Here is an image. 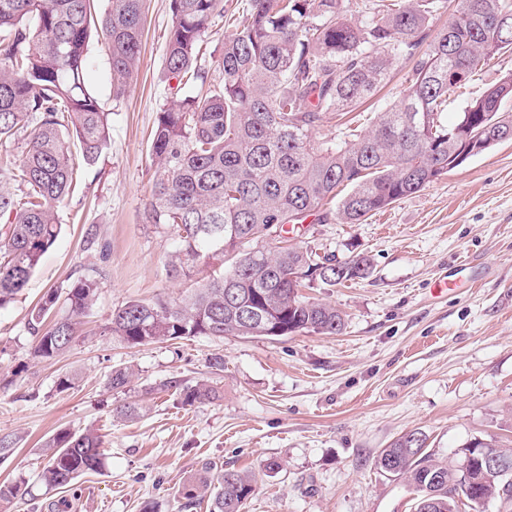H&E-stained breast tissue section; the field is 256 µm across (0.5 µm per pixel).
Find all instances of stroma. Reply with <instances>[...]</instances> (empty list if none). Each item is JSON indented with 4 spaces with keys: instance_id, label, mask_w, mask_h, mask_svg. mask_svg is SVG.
<instances>
[{
    "instance_id": "1",
    "label": "stroma",
    "mask_w": 512,
    "mask_h": 512,
    "mask_svg": "<svg viewBox=\"0 0 512 512\" xmlns=\"http://www.w3.org/2000/svg\"><path fill=\"white\" fill-rule=\"evenodd\" d=\"M171 23L170 0H148L138 78L118 99L104 39L91 38L88 78L112 114L110 144L60 210L61 232L26 288L0 308V436L17 440L0 483L28 489L11 510L182 512L184 484L209 460L254 475L243 512H412L405 483L374 467L402 432L420 429L443 458L476 437L512 446V141L362 223L312 216L291 234L341 261L370 257L369 278L304 291L345 313L341 333L124 345L105 329L113 310L184 290L165 267L173 240L144 219L149 135L174 95L162 74ZM510 71L512 52L496 56L449 105L448 120ZM93 268L99 291L80 336L59 356L34 357L32 308ZM445 278L457 285L443 294ZM216 356L223 370L210 367ZM126 363L137 379L111 389L112 368ZM66 377L73 385L64 390ZM203 379L220 399L184 406L163 387ZM139 398L143 416H114ZM84 428L101 435L105 468L46 489L42 443Z\"/></svg>"
}]
</instances>
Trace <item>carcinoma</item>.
I'll list each match as a JSON object with an SVG mask.
<instances>
[{"mask_svg":"<svg viewBox=\"0 0 512 512\" xmlns=\"http://www.w3.org/2000/svg\"><path fill=\"white\" fill-rule=\"evenodd\" d=\"M445 0H246L227 15L224 0H170L164 75L183 92L157 113L150 135L152 186L148 223L176 243L166 263L178 279L195 276L179 300H131L112 311L106 330L137 347L191 337H282L300 332L336 335L345 315L309 299L314 283L336 287L370 277V259L357 254L339 269L333 253L288 244V234L323 207L343 224L420 191L456 168L449 152L467 131L485 130V149L506 132L502 104L512 99V72L471 99L453 124L448 99L495 56L512 51V0H458L444 27L435 21ZM354 12L356 19L348 18ZM224 19L221 80L208 82L203 38ZM144 0H108L102 19L115 96L126 91L139 61ZM96 25L95 0H0V148L26 131V147L8 174L0 173V307L27 286L60 230L59 209L77 185L70 140L92 166L111 140L103 111L86 79L87 47ZM409 67L394 105L377 113L371 130L343 141L319 139L326 115L351 112L371 99L394 67ZM276 238L267 250L258 242ZM240 283L226 298L227 280ZM98 282L86 276L65 294L53 290L31 310L33 354L52 358L79 336ZM65 314L46 322L58 304ZM137 377L130 365L112 368L108 383L125 390ZM180 403L220 398L207 381H169ZM400 434L375 457L377 469L417 494L434 512H460L448 486L467 475L416 436ZM101 436L62 429L43 444L48 465L39 476L63 489L104 467ZM487 448L512 460V448L474 438L458 450L472 456L473 476ZM254 478L203 464L183 486L186 505L207 498L210 512H242ZM21 486L0 484V512H9ZM473 494L512 512V473L480 477Z\"/></svg>","mask_w":512,"mask_h":512,"instance_id":"carcinoma-1","label":"carcinoma"}]
</instances>
